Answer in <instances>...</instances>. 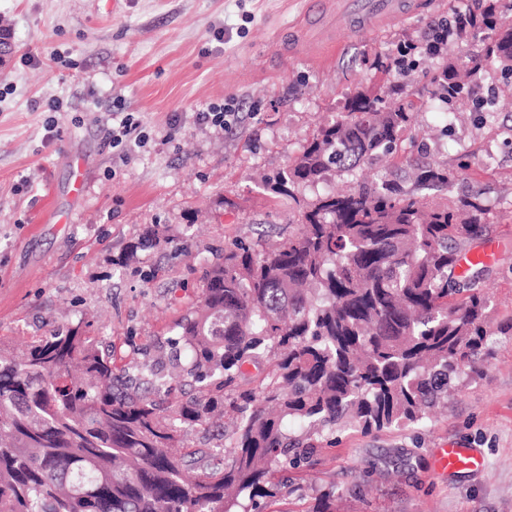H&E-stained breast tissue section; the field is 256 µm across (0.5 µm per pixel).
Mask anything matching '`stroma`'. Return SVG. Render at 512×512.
<instances>
[{"mask_svg":"<svg viewBox=\"0 0 512 512\" xmlns=\"http://www.w3.org/2000/svg\"><path fill=\"white\" fill-rule=\"evenodd\" d=\"M310 0H0L12 50L0 64V347L85 318L117 365L168 352L176 322L201 297L205 268L234 240L273 243L298 212L273 190L324 117L380 81L385 99L412 102L417 123L390 156L329 187L398 189L430 201L480 195L498 252L483 271L496 323L512 320V74L490 69L464 101L434 98L436 77L480 39L418 46L470 0H438L425 15L349 38L320 62L288 42ZM223 39H216V31ZM411 46L389 75L378 55ZM56 97L58 111L44 103ZM231 112L222 128L196 112ZM133 114L139 142L113 146L112 115ZM469 175L419 190L416 162ZM68 216L56 224L52 214ZM160 225L166 242L142 246ZM135 257H128L131 245ZM480 373L430 420L373 434L344 429L265 499L264 512H512V335L493 333ZM480 449V471L438 475L432 451Z\"/></svg>","mask_w":512,"mask_h":512,"instance_id":"stroma-1","label":"stroma"}]
</instances>
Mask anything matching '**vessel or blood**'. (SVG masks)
Here are the masks:
<instances>
[{
	"label": "vessel or blood",
	"mask_w": 512,
	"mask_h": 512,
	"mask_svg": "<svg viewBox=\"0 0 512 512\" xmlns=\"http://www.w3.org/2000/svg\"><path fill=\"white\" fill-rule=\"evenodd\" d=\"M429 0H336L328 6L320 0L308 14V25L312 27L316 40L327 41L331 32L375 33L387 21L407 19L423 14L429 9ZM435 454L437 474H449L461 470L479 471L485 466L481 452L474 448H438Z\"/></svg>",
	"instance_id": "vessel-or-blood-1"
}]
</instances>
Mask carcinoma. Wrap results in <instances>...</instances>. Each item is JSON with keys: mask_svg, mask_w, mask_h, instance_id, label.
<instances>
[{"mask_svg": "<svg viewBox=\"0 0 512 512\" xmlns=\"http://www.w3.org/2000/svg\"><path fill=\"white\" fill-rule=\"evenodd\" d=\"M473 31L484 54L445 66L447 100L492 63L512 73V25L492 12ZM411 108L359 91L321 124L274 186L299 224L276 243L224 248L169 364L117 368L81 318L20 358L0 347V512H261L275 473L344 423L369 434L446 405L492 335L480 274H455L463 247L492 231L485 205L429 203L385 180L309 202L294 193L395 152ZM469 169L416 165L415 182L446 189ZM262 363L258 387L242 384ZM168 366L187 392L164 408Z\"/></svg>", "mask_w": 512, "mask_h": 512, "instance_id": "1", "label": "carcinoma"}]
</instances>
